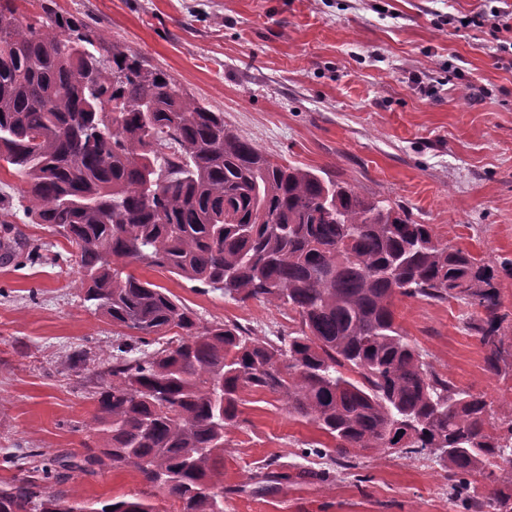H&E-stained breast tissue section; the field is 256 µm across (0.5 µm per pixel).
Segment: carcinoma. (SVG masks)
<instances>
[{
	"label": "carcinoma",
	"instance_id": "1",
	"mask_svg": "<svg viewBox=\"0 0 512 512\" xmlns=\"http://www.w3.org/2000/svg\"><path fill=\"white\" fill-rule=\"evenodd\" d=\"M0 0V162L25 188L0 196L63 237L73 287L136 335L112 345L101 372L92 442L81 462L34 464L0 485V512H158L152 494L88 501L64 470L131 467L180 512H224V447L248 389L279 394L327 439L300 457L356 468L364 453L432 456L465 512H512V401L500 424L481 393L423 359L396 322L401 297L460 300L485 369L512 366L495 269L439 241L432 225L381 205L320 171L273 160L184 94L159 67L112 44V59L70 14ZM112 112H107V109ZM163 269L236 302L277 301L295 327L262 339L235 321L202 323L179 297L127 272ZM161 347L150 349L153 344ZM261 489L291 479L288 465ZM491 486L487 493L477 483Z\"/></svg>",
	"mask_w": 512,
	"mask_h": 512
}]
</instances>
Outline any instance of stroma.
Masks as SVG:
<instances>
[{
  "label": "stroma",
  "mask_w": 512,
  "mask_h": 512,
  "mask_svg": "<svg viewBox=\"0 0 512 512\" xmlns=\"http://www.w3.org/2000/svg\"><path fill=\"white\" fill-rule=\"evenodd\" d=\"M80 18L101 55L119 44L167 70L180 89L223 113L233 131L282 164L325 170L367 198L403 206L437 238L497 271L501 331L512 336V53L490 27L462 26L495 0H55ZM38 244L46 259H0V483L30 452L80 460L96 411L101 361L120 334L73 288V266L53 264L65 239L41 224H0V242ZM132 272L193 307L203 322L233 320L258 336L289 326L285 308L238 304L221 292L141 264ZM396 318L434 369L484 394L512 397V373L486 372L468 327L472 309L451 299L404 298ZM284 399L252 390L227 434L224 512H456L432 458H365L335 483L295 479L260 493L247 476L275 458L305 469L302 443L320 439ZM85 499L134 495L131 469L73 472Z\"/></svg>",
  "instance_id": "stroma-1"
}]
</instances>
